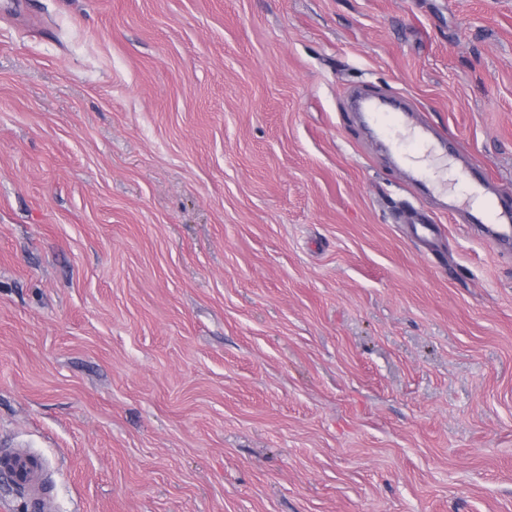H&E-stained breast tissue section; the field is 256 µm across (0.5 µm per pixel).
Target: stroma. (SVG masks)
<instances>
[{"mask_svg":"<svg viewBox=\"0 0 512 512\" xmlns=\"http://www.w3.org/2000/svg\"><path fill=\"white\" fill-rule=\"evenodd\" d=\"M355 92L512 209V0H0V448L56 512H512V246ZM370 117L373 122L379 127L382 134L393 138L397 145L396 147L404 154H408L416 146V142L404 135L399 131V126L402 122L397 112H386L381 109L377 103L373 105L370 110ZM0 472L8 473L16 488L29 493L40 512H51L50 501L43 489L44 462L31 452L0 451Z\"/></svg>","mask_w":512,"mask_h":512,"instance_id":"35a3bbf8","label":"stroma"}]
</instances>
